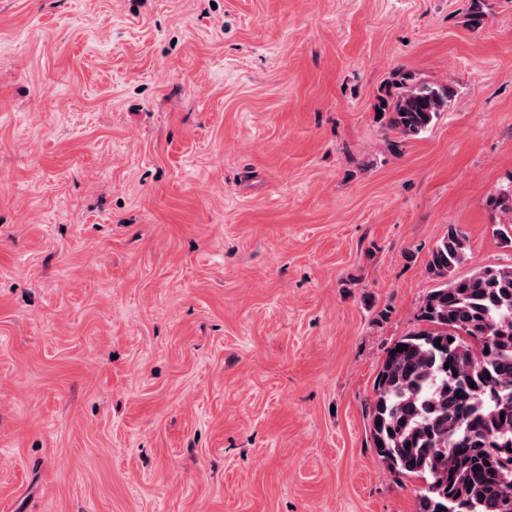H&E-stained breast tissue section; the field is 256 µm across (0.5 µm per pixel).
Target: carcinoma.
<instances>
[{
    "label": "carcinoma",
    "mask_w": 512,
    "mask_h": 512,
    "mask_svg": "<svg viewBox=\"0 0 512 512\" xmlns=\"http://www.w3.org/2000/svg\"><path fill=\"white\" fill-rule=\"evenodd\" d=\"M447 105L448 88L403 82L384 112L408 139ZM466 251L448 226L427 263L423 327L387 351L369 405L377 455L422 481L416 512H512V264L458 276Z\"/></svg>",
    "instance_id": "cac0c4a2"
}]
</instances>
